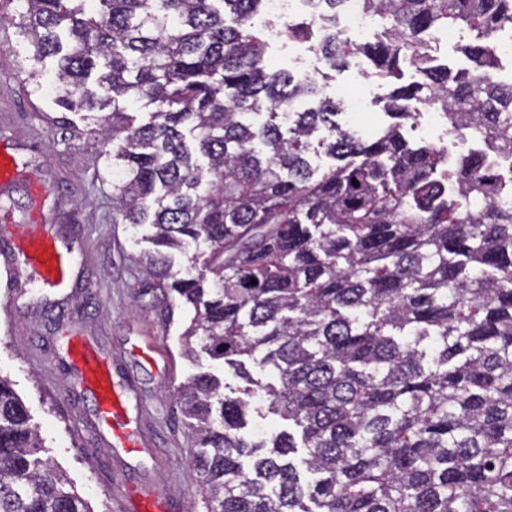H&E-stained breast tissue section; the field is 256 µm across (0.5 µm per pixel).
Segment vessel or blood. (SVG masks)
I'll return each instance as SVG.
<instances>
[{
	"mask_svg": "<svg viewBox=\"0 0 512 512\" xmlns=\"http://www.w3.org/2000/svg\"><path fill=\"white\" fill-rule=\"evenodd\" d=\"M18 173L14 157L1 154V194L10 192ZM0 226L9 230L8 236L0 238V270L11 283L6 291L11 318L25 317L29 309L25 292L14 285L22 277L32 289L43 293L50 305L67 302L77 286L73 278L74 247L58 249L55 237L46 232L34 215L20 225L12 212L4 209L0 211ZM63 359L74 382L90 396L98 419V436L110 453L132 454L152 446L139 417L131 412L127 381L92 342L82 337L67 345ZM116 504L117 512H168L166 500L158 497L153 485L145 483L119 492Z\"/></svg>",
	"mask_w": 512,
	"mask_h": 512,
	"instance_id": "1",
	"label": "vessel or blood"
}]
</instances>
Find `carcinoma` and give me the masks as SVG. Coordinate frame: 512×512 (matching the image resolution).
Instances as JSON below:
<instances>
[{
    "mask_svg": "<svg viewBox=\"0 0 512 512\" xmlns=\"http://www.w3.org/2000/svg\"><path fill=\"white\" fill-rule=\"evenodd\" d=\"M23 2L28 77L55 58L58 106L101 113L112 222L152 229L144 273L193 312L183 354L244 383L177 390L206 512H512V84L491 46L512 0H363L380 21L363 44L336 31L339 0L284 24L331 69L419 72L364 140L336 101L300 109L316 82L271 70L267 0ZM443 27L469 31L470 67L433 64L424 34ZM411 100L482 147L410 143ZM191 242L201 273L180 277L170 254ZM252 414L288 430L247 437ZM42 448L0 376V512H90Z\"/></svg>",
    "mask_w": 512,
    "mask_h": 512,
    "instance_id": "obj_1",
    "label": "carcinoma"
}]
</instances>
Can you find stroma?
Returning a JSON list of instances; mask_svg holds the SVG:
<instances>
[{
  "label": "stroma",
  "instance_id": "obj_1",
  "mask_svg": "<svg viewBox=\"0 0 512 512\" xmlns=\"http://www.w3.org/2000/svg\"><path fill=\"white\" fill-rule=\"evenodd\" d=\"M18 13L12 0H0V30L9 36L0 44V150L15 153L45 183L46 223L64 241L85 242L88 252L80 272L82 290L70 306L35 307L28 319L10 330L0 329V375L10 380L29 409L45 445L44 457L62 468L91 512H114L109 489L119 479L152 483L158 494L181 503L187 512H205L176 390L201 372L233 388L241 381L205 353L182 355L181 333L191 312L177 298L151 288L141 265L144 253L152 249L143 229L113 223L112 177L104 169L102 145L91 133V114L62 110L52 89L36 91L20 72L31 46L20 32ZM270 43V64L315 78L321 98L335 99L344 87L360 93V137L387 123L382 101L393 80L364 77L353 61L328 69L316 58L289 54L281 38L271 37ZM73 328L93 336L134 379L155 456L111 457L92 429V404L72 386L67 367H59L50 383L29 362L28 347L54 351ZM149 342L157 345L156 353L146 350Z\"/></svg>",
  "mask_w": 512,
  "mask_h": 512
}]
</instances>
